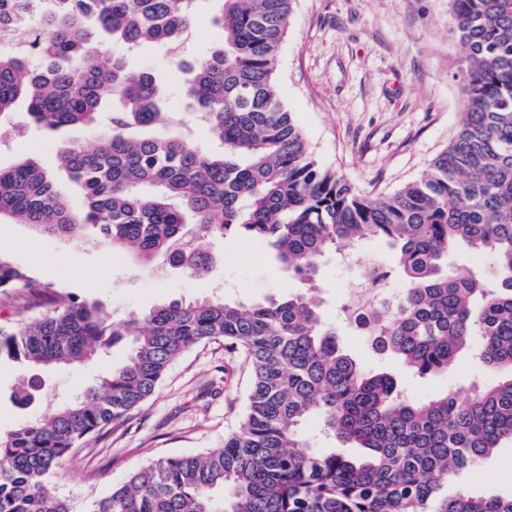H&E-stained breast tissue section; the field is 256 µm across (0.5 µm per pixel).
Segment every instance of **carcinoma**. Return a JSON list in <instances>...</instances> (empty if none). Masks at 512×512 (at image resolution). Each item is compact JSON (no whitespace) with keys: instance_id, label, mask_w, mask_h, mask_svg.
Instances as JSON below:
<instances>
[{"instance_id":"carcinoma-1","label":"carcinoma","mask_w":512,"mask_h":512,"mask_svg":"<svg viewBox=\"0 0 512 512\" xmlns=\"http://www.w3.org/2000/svg\"><path fill=\"white\" fill-rule=\"evenodd\" d=\"M201 2L44 0L25 50L0 47V123L20 104L48 130L105 123L94 147L59 150L80 207L26 158L0 167V223L65 241L91 229L104 252L190 276L210 271L216 244L254 239L304 289L253 303L173 301L114 322L101 303L0 252L3 302L20 295L36 307L24 322H0V365L78 367L130 344L123 365L0 434V512H70L46 480L150 398L184 352L213 339L251 370L240 430L220 449L149 462L89 512H512V495L454 486L512 440V0H450L460 130L419 179L378 200L319 165L281 100L274 74L293 0H215L224 45L189 61ZM27 6L0 0V31ZM146 43L171 55L218 149L160 125L164 115L175 122L166 88L125 56ZM369 240L394 253L371 278L402 282L397 301L354 315L376 354L423 378L466 350L508 374L466 403L454 390L416 400L347 353L321 309L320 263ZM460 245L488 257L491 271L454 273ZM311 420L329 446L305 434Z\"/></svg>"}]
</instances>
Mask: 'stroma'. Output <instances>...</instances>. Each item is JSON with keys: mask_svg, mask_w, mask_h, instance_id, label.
I'll use <instances>...</instances> for the list:
<instances>
[{"mask_svg": "<svg viewBox=\"0 0 512 512\" xmlns=\"http://www.w3.org/2000/svg\"><path fill=\"white\" fill-rule=\"evenodd\" d=\"M217 9L214 0H203L189 46L194 57L208 56L224 43L222 30L212 22ZM459 57L449 0H295L277 84L318 161L377 199L420 177L458 132ZM129 63L158 74L171 111L187 110L162 49L142 45ZM97 136L94 127L41 129L21 110L0 126V166L33 158L53 170L63 142L90 145ZM0 251L43 282L92 295L114 321L172 300L226 293L253 302L300 287L264 246L244 238L217 245L213 268L201 277L172 269L141 271L131 255L108 258L91 241L66 243L34 234L23 224L0 223ZM375 261L392 263L393 254L383 243L369 241L351 262L330 254L321 263L323 312L335 323L342 346L366 368L393 374L415 399L489 383L491 373L468 353L449 372L412 378L396 360L375 354L366 336L342 323L341 308L353 289L364 284V270ZM127 354L126 345L119 343L102 360L76 370L50 371L41 394L24 409L14 401L23 369L1 367L0 432L52 412L84 383L122 364ZM248 392L249 372L240 354L220 339L197 345L170 367L157 391L128 418L75 450L65 475L50 478L47 490L66 500L72 512H89L110 487L151 459L223 447L225 435L239 426ZM458 481L476 495L512 494V445L504 444Z\"/></svg>", "mask_w": 512, "mask_h": 512, "instance_id": "35a3bbf8", "label": "stroma"}]
</instances>
